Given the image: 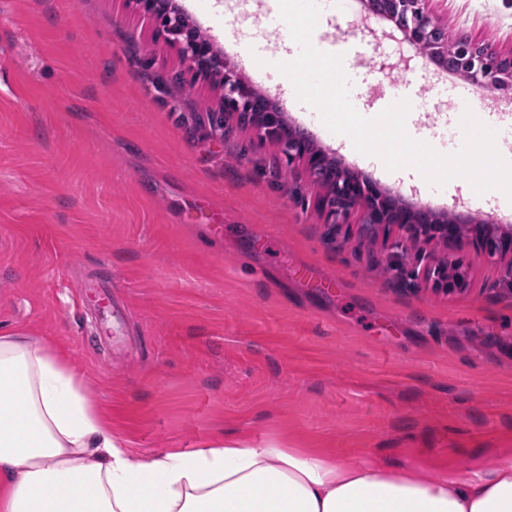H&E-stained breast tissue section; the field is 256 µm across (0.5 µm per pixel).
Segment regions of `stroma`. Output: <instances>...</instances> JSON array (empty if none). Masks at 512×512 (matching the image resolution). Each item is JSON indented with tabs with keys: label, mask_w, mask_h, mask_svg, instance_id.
Wrapping results in <instances>:
<instances>
[{
	"label": "stroma",
	"mask_w": 512,
	"mask_h": 512,
	"mask_svg": "<svg viewBox=\"0 0 512 512\" xmlns=\"http://www.w3.org/2000/svg\"><path fill=\"white\" fill-rule=\"evenodd\" d=\"M220 50L248 58L249 87L279 99L290 125L393 194L512 225V206L455 178L434 190L414 170L367 162L330 133L273 66L263 25L277 0H178ZM453 36L512 52V0H435ZM318 23L313 45L358 65L355 92L384 110L398 80L428 87L408 134L448 137L437 72L375 24L344 39ZM388 47L380 73L367 44ZM266 52L268 65L250 61ZM133 0H0V335L61 352L91 403L144 453L241 440L435 476L512 453V284L474 248L470 286L425 287L418 252L331 231L326 189L278 146L221 111ZM111 289L124 318L104 341L79 295Z\"/></svg>",
	"instance_id": "stroma-1"
}]
</instances>
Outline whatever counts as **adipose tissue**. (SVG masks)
Here are the masks:
<instances>
[{
	"label": "adipose tissue",
	"instance_id": "adipose-tissue-1",
	"mask_svg": "<svg viewBox=\"0 0 512 512\" xmlns=\"http://www.w3.org/2000/svg\"><path fill=\"white\" fill-rule=\"evenodd\" d=\"M0 512H512V458L415 477L233 442L141 456L34 337L0 336Z\"/></svg>",
	"mask_w": 512,
	"mask_h": 512
}]
</instances>
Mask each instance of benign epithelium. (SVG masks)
<instances>
[{
	"instance_id": "7a95c632",
	"label": "benign epithelium",
	"mask_w": 512,
	"mask_h": 512,
	"mask_svg": "<svg viewBox=\"0 0 512 512\" xmlns=\"http://www.w3.org/2000/svg\"><path fill=\"white\" fill-rule=\"evenodd\" d=\"M433 0H361L363 19L381 18L401 33L402 41L417 53L428 49L426 58L444 73L458 75L474 85L509 90L512 88V53L504 55L468 38L448 42L447 28L431 8ZM170 37L183 62L198 74L220 75V103L248 123L262 141L280 145L288 164L297 163L312 176L331 175L327 194L320 200L325 223L333 227L355 225L359 238L395 233L403 242L440 240L460 252L468 246L499 260L507 259L501 273L512 280V227L507 224L479 225L469 212L434 211L397 197L367 176L341 167L325 150L311 146L309 136L288 125L280 105L255 99L237 68L223 60L215 42L201 35L174 0H136ZM357 222H352V218ZM475 225V235L465 239L464 225ZM425 286L448 294L469 287L463 263H446L422 256Z\"/></svg>"
}]
</instances>
